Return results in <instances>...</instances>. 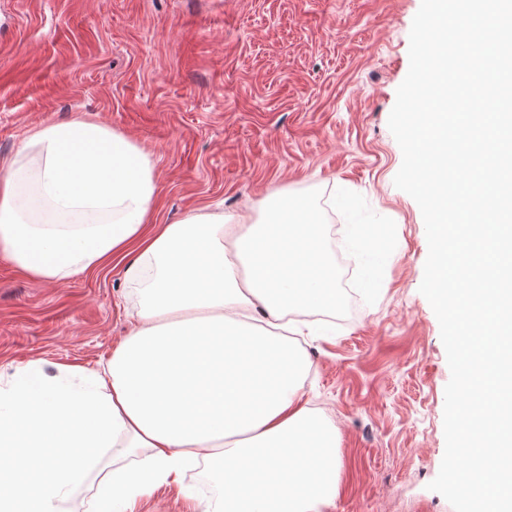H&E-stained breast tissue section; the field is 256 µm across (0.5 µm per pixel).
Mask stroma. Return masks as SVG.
<instances>
[{"instance_id": "1", "label": "stroma", "mask_w": 512, "mask_h": 512, "mask_svg": "<svg viewBox=\"0 0 512 512\" xmlns=\"http://www.w3.org/2000/svg\"><path fill=\"white\" fill-rule=\"evenodd\" d=\"M421 0H0V162L31 129L87 117L147 150L156 224L198 209L253 218L288 195L319 210L345 303L306 314L302 389L339 444L331 512H453L429 490L450 379L419 288L422 212L394 178L388 127ZM122 263L61 282L0 257V384L33 364L99 369L132 327ZM192 487L195 499L182 486ZM205 465L134 512L223 496Z\"/></svg>"}]
</instances>
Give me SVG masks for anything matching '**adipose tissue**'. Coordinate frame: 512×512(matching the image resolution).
<instances>
[{
  "mask_svg": "<svg viewBox=\"0 0 512 512\" xmlns=\"http://www.w3.org/2000/svg\"><path fill=\"white\" fill-rule=\"evenodd\" d=\"M156 196L150 154L93 120L34 128L0 168L1 255L56 282L123 258L139 286L132 329L83 385L28 369L0 386V512H63L93 480L86 512H132L201 458L224 488L202 512H327L336 431L287 336L291 314L339 303L317 214L155 226Z\"/></svg>",
  "mask_w": 512,
  "mask_h": 512,
  "instance_id": "ef3b65f1",
  "label": "adipose tissue"
}]
</instances>
